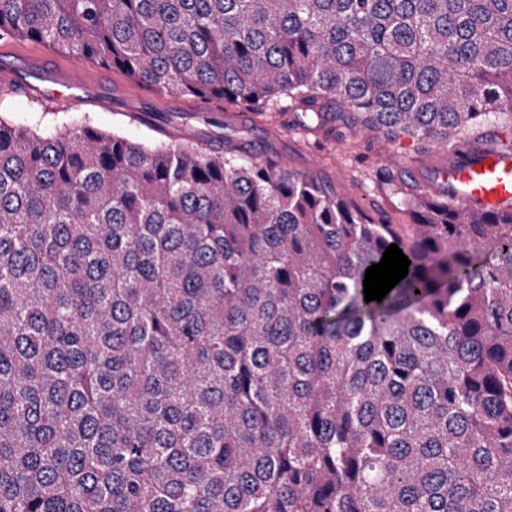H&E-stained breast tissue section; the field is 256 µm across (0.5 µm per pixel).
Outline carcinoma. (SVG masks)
Returning a JSON list of instances; mask_svg holds the SVG:
<instances>
[{
    "label": "carcinoma",
    "instance_id": "cac0c4a2",
    "mask_svg": "<svg viewBox=\"0 0 512 512\" xmlns=\"http://www.w3.org/2000/svg\"><path fill=\"white\" fill-rule=\"evenodd\" d=\"M10 39L442 145L512 122V0H0ZM207 124L0 118V512H512V212L385 224Z\"/></svg>",
    "mask_w": 512,
    "mask_h": 512
}]
</instances>
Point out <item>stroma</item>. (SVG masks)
Here are the masks:
<instances>
[{"label": "stroma", "mask_w": 512, "mask_h": 512, "mask_svg": "<svg viewBox=\"0 0 512 512\" xmlns=\"http://www.w3.org/2000/svg\"><path fill=\"white\" fill-rule=\"evenodd\" d=\"M36 107L50 123L83 118L99 129L137 139L144 133L132 116V105L115 106L99 97L60 111L10 94L0 105V117L23 123ZM316 108L319 118L313 122L302 103L284 96L255 112L252 126L240 134L249 157L288 154L292 169L313 174L358 206L378 205L387 223H409L410 205L427 196L423 182L448 164L450 148L391 138L383 130L362 126L352 110L331 99L318 100Z\"/></svg>", "instance_id": "stroma-1"}]
</instances>
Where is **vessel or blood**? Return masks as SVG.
<instances>
[{
	"mask_svg": "<svg viewBox=\"0 0 512 512\" xmlns=\"http://www.w3.org/2000/svg\"><path fill=\"white\" fill-rule=\"evenodd\" d=\"M45 83L57 86L54 105L59 109L70 108L104 86L98 72L62 62L50 52L0 45V85L37 96ZM435 183L458 205L491 213L511 210L512 154L472 145L455 149L448 166L436 172Z\"/></svg>",
	"mask_w": 512,
	"mask_h": 512,
	"instance_id": "obj_1",
	"label": "vessel or blood"
}]
</instances>
